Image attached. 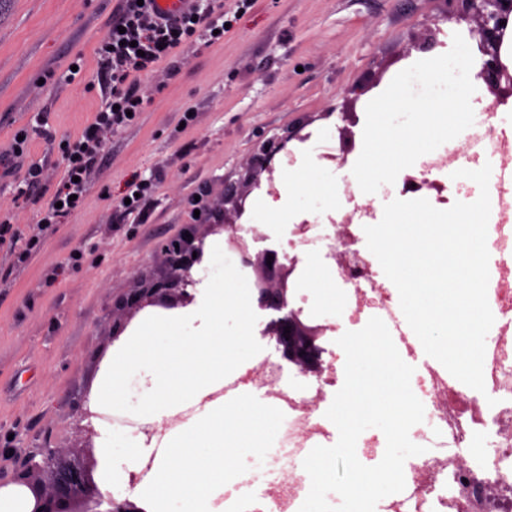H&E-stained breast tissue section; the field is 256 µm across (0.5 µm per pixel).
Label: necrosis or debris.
<instances>
[{
	"mask_svg": "<svg viewBox=\"0 0 512 512\" xmlns=\"http://www.w3.org/2000/svg\"><path fill=\"white\" fill-rule=\"evenodd\" d=\"M501 132L498 112L478 113L460 149L471 168L491 165L489 196L496 207L502 203L505 166ZM493 246L498 270L488 285L495 296L492 313L500 321L512 317L511 220L497 221ZM336 280L347 285V306L354 315L389 323L400 310L369 257L337 269ZM269 379L283 387L278 403L284 413L276 435L249 468L246 494L253 512H294L308 482L305 450L331 437L319 421L317 402L336 380H296L284 368ZM484 380L486 393L479 397L445 378L426 377L421 396L432 447L405 461V488L388 512H512V336L499 335L494 358L484 364Z\"/></svg>",
	"mask_w": 512,
	"mask_h": 512,
	"instance_id": "necrosis-or-debris-1",
	"label": "necrosis or debris"
}]
</instances>
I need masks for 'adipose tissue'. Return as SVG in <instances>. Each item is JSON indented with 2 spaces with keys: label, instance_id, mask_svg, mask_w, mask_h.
Segmentation results:
<instances>
[{
  "label": "adipose tissue",
  "instance_id": "obj_1",
  "mask_svg": "<svg viewBox=\"0 0 512 512\" xmlns=\"http://www.w3.org/2000/svg\"><path fill=\"white\" fill-rule=\"evenodd\" d=\"M311 143L286 178L279 200H258L251 224H288L338 200L336 175L320 171ZM193 301L146 314L105 358L87 400L96 423L98 487L104 496L134 495L145 512H224L220 495L231 470L256 459L278 415L247 398L225 408L213 395L225 378L255 359L259 332L250 282L237 253L206 243ZM194 409L173 424L175 407Z\"/></svg>",
  "mask_w": 512,
  "mask_h": 512
}]
</instances>
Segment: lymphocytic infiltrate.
<instances>
[{
    "label": "lymphocytic infiltrate",
    "mask_w": 512,
    "mask_h": 512,
    "mask_svg": "<svg viewBox=\"0 0 512 512\" xmlns=\"http://www.w3.org/2000/svg\"><path fill=\"white\" fill-rule=\"evenodd\" d=\"M224 28L223 13L203 8L200 0L176 15L158 13L152 0H119L98 47L102 106L81 135L67 139L62 147L63 170L50 202L42 209V226L59 223L81 207L108 140L129 126L132 114L141 112L145 105L142 75L160 64L174 62L196 33L209 35Z\"/></svg>",
    "instance_id": "f902f5d3"
}]
</instances>
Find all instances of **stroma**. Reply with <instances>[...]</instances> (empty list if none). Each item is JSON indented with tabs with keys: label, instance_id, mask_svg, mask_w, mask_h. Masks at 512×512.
<instances>
[{
	"label": "stroma",
	"instance_id": "stroma-1",
	"mask_svg": "<svg viewBox=\"0 0 512 512\" xmlns=\"http://www.w3.org/2000/svg\"><path fill=\"white\" fill-rule=\"evenodd\" d=\"M223 0L231 27L195 35L173 69L143 77L148 104L115 133L83 206L41 228V203L20 202L0 182V210L29 259L0 282V486L41 449L95 446L86 399L113 347L115 307L141 278L167 271L158 242L190 223L196 203L224 212V185L245 188L260 143L305 127L332 128L335 170L344 131L360 134L367 104L403 69L451 49L476 23L463 0ZM114 0H0V148L7 165L54 167L57 144L78 136L101 100L97 48ZM80 71L66 75L71 64ZM193 112L184 120V112ZM22 157L10 155L18 133ZM152 179V201L135 222L113 204L130 175ZM81 261H72L75 252Z\"/></svg>",
	"mask_w": 512,
	"mask_h": 512
}]
</instances>
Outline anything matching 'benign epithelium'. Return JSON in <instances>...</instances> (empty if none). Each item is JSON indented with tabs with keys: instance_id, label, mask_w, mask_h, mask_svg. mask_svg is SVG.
Segmentation results:
<instances>
[{
	"instance_id": "obj_1",
	"label": "benign epithelium",
	"mask_w": 512,
	"mask_h": 512,
	"mask_svg": "<svg viewBox=\"0 0 512 512\" xmlns=\"http://www.w3.org/2000/svg\"><path fill=\"white\" fill-rule=\"evenodd\" d=\"M469 12L477 21L475 33L479 35V49L485 56L477 77L487 85L495 96L492 105L508 103L512 99V68L502 61V46L509 21L512 20V0H464ZM309 134L301 129L289 135L271 140L260 147L253 158L256 173H267L266 181L256 178L250 190L267 187V194L278 196L275 187V158L285 159L290 155L288 143L303 142ZM224 199L233 202L235 221L213 218L208 207L200 209L196 223L188 224L177 236L162 240L157 252L169 269L165 277L152 278L144 285L134 288L118 302L122 314L119 324L112 329V340L120 339L128 327L131 316L147 307L173 309L188 304L197 281L193 278V267L201 262L205 238L210 233L227 230V245L236 249L242 266L253 269L255 277V303L264 326L260 337L270 339L280 364L297 369L303 375H320L324 371V351L317 343L323 327L312 325L302 318L303 306L298 302L290 282L296 260H287L275 249L265 248L257 253L252 243L260 240L256 233H240L244 220L243 196L235 187L224 192ZM273 260H268V256ZM290 334L284 335L285 328ZM94 464L80 457L63 459L54 451H47L42 462L25 467L16 476L15 482L26 485L33 496L30 512H145L136 502L124 498L104 497L93 475ZM46 472L51 483L44 486L31 476L34 471Z\"/></svg>"
}]
</instances>
